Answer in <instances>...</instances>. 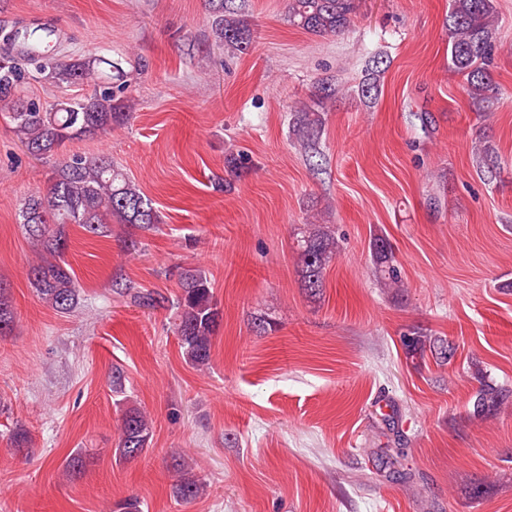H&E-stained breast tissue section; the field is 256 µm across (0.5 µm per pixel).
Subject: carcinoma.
<instances>
[{"mask_svg":"<svg viewBox=\"0 0 512 512\" xmlns=\"http://www.w3.org/2000/svg\"><path fill=\"white\" fill-rule=\"evenodd\" d=\"M245 0H207L216 39L224 49L247 53L252 33L243 18ZM361 0H288L290 25L318 36L343 33L359 10ZM498 12L495 0H450L448 11V67L464 80L463 90L481 112H493L498 91L490 66L495 52ZM54 30L36 26L23 36L24 61L34 66L36 74L55 82L74 84L101 79L121 80L119 63L104 56L93 60L63 61L49 53ZM356 94L370 103L377 99L383 59L373 57ZM22 64L11 57L0 60V110L8 112L15 131L27 152L37 159L56 157L52 182L44 193L29 196L19 209L20 223L28 235L41 246L43 257L30 268L33 287L40 299L59 313H67L76 304L78 294L72 268L64 259L68 246L65 227L80 224L97 233L105 225L131 224L149 226L160 223L152 201L121 169L104 157L81 154L57 156L67 140L96 133H106L128 119L129 103H116L112 92L102 91L83 98L57 104L50 110L28 103L17 95L25 79ZM333 80L319 78L312 83L311 104L291 113L290 132L310 157L320 155L324 118L319 108L336 96ZM476 171L493 178L499 170L496 148L487 140L475 147ZM302 287L312 297L324 287L325 272L336 258L340 244L335 234L308 224L296 237ZM370 249L381 283L387 288H402L404 282L388 240L374 236ZM179 310L174 330L186 360L196 367L209 364L211 342L220 322V311L212 300L210 282L200 270L184 274ZM14 314L0 288V336L10 334ZM407 353L422 356L430 353L440 362H449L453 347L443 339L412 336L406 339ZM512 392L492 383L481 382L473 397V416L482 417ZM151 422L138 409L125 412L120 428L119 456L129 459L139 455L151 437ZM177 497L191 502L204 491V483L186 477L185 462L173 466Z\"/></svg>","mask_w":512,"mask_h":512,"instance_id":"carcinoma-1","label":"carcinoma"}]
</instances>
